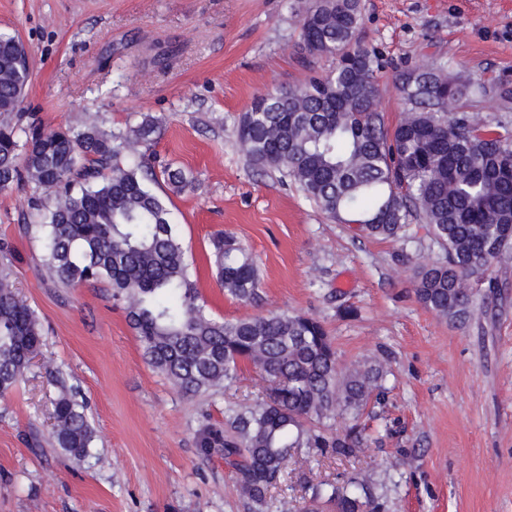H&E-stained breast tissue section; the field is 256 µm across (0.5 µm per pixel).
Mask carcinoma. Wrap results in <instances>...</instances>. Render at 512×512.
I'll list each match as a JSON object with an SVG mask.
<instances>
[{
  "label": "carcinoma",
  "instance_id": "obj_1",
  "mask_svg": "<svg viewBox=\"0 0 512 512\" xmlns=\"http://www.w3.org/2000/svg\"><path fill=\"white\" fill-rule=\"evenodd\" d=\"M302 55L331 57L333 69L302 86L257 97L237 136L256 168L289 177L330 218L369 235L396 238L406 224L430 225L446 262L416 273L415 295L437 316L464 323L476 309L466 282L512 248V127L473 105L492 96L512 110V83L461 81L445 65L416 66L396 78L405 106L392 129L376 107L381 63L361 40L362 0H307L300 11ZM27 53L0 32V192L32 182L29 200L43 241L47 278L66 287L105 282L126 302L150 365L182 393L217 394L253 367L267 384L251 403L224 404V426L202 425L198 447L218 448L253 512H270L288 459L320 450L350 458L371 437L358 424L383 396L378 363H340L317 319L270 313L219 321L205 310L166 202L151 185L193 187L181 168L156 169L143 151L158 121L114 131L95 118L82 128L23 125L19 106L31 80ZM216 278L239 300L256 301L257 268L245 247L211 240ZM42 345L39 315L16 294L0 264V396L22 380ZM339 417L351 424L331 432ZM55 446L76 460L95 438L83 405L54 402ZM363 478L309 486L296 512H381Z\"/></svg>",
  "mask_w": 512,
  "mask_h": 512
}]
</instances>
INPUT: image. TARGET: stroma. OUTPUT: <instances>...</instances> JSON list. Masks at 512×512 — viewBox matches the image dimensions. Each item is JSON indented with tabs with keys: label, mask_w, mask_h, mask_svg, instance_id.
I'll return each mask as SVG.
<instances>
[{
	"label": "stroma",
	"mask_w": 512,
	"mask_h": 512,
	"mask_svg": "<svg viewBox=\"0 0 512 512\" xmlns=\"http://www.w3.org/2000/svg\"><path fill=\"white\" fill-rule=\"evenodd\" d=\"M301 0H0V30L33 63L24 112L43 127L87 115L113 130L154 116L151 149L194 178L172 213L208 312L241 319L305 313L323 323L343 364L378 358L384 400L360 419L376 441L350 458L293 457L273 501L360 472L384 512H512V252L489 269L498 283L463 325L416 299L413 270L444 262L429 225L380 239L334 221L291 181L256 172L236 126L252 99L305 83L334 65L302 57ZM362 39L382 62L386 127L404 106L399 72L428 62L493 84L512 80V0H362ZM33 185L0 192V248L19 297L42 317L44 344L23 381L0 397V512H249L218 449L198 447L204 416L262 395L254 370L217 395L188 396L145 360L123 302L106 284L42 279L37 228L22 219ZM224 233L248 248L259 302L228 296L209 243ZM85 402L95 431L78 461L52 439L60 390Z\"/></svg>",
	"instance_id": "stroma-1"
}]
</instances>
